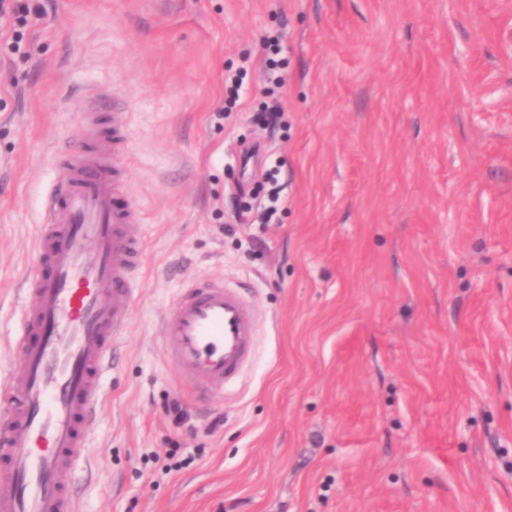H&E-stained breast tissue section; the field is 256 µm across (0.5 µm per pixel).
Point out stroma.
Here are the masks:
<instances>
[{"mask_svg": "<svg viewBox=\"0 0 512 512\" xmlns=\"http://www.w3.org/2000/svg\"><path fill=\"white\" fill-rule=\"evenodd\" d=\"M28 37L0 58V387L93 98L144 244L75 512H512V0H47ZM197 278L260 316L208 405L160 329Z\"/></svg>", "mask_w": 512, "mask_h": 512, "instance_id": "obj_1", "label": "stroma"}]
</instances>
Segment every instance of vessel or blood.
<instances>
[{
  "label": "vessel or blood",
  "instance_id": "obj_1",
  "mask_svg": "<svg viewBox=\"0 0 512 512\" xmlns=\"http://www.w3.org/2000/svg\"><path fill=\"white\" fill-rule=\"evenodd\" d=\"M93 101L94 129L56 149L59 179L44 204L33 302L12 344L16 374L0 388V512H74L69 473L84 458L113 342L132 316L131 273L143 260L133 196L118 173L128 147L119 118ZM173 364L192 395H223L249 362L256 318L236 288L195 282L163 321Z\"/></svg>",
  "mask_w": 512,
  "mask_h": 512
}]
</instances>
